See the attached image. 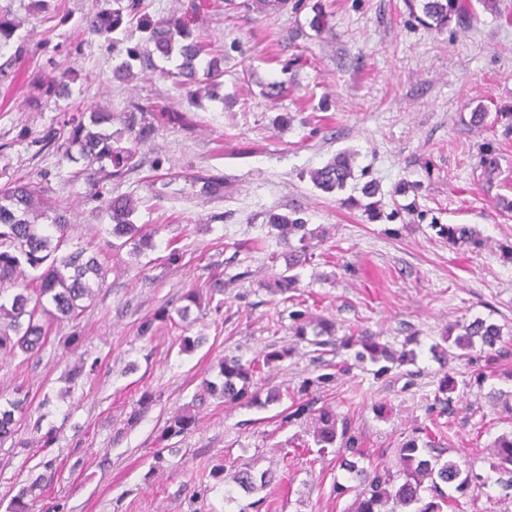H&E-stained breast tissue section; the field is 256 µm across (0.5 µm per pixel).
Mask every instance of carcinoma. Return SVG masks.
<instances>
[{
	"instance_id": "cac0c4a2",
	"label": "carcinoma",
	"mask_w": 512,
	"mask_h": 512,
	"mask_svg": "<svg viewBox=\"0 0 512 512\" xmlns=\"http://www.w3.org/2000/svg\"><path fill=\"white\" fill-rule=\"evenodd\" d=\"M245 8H255L274 13L288 7V0H248ZM140 0H128L126 6L102 7L86 17L84 31L105 39L119 30L124 14H136ZM409 14L420 24L442 31L456 21L471 17V0H406ZM195 19L184 14L171 16L157 22L147 21L141 28L148 31L145 49L129 51L130 60L116 68V75L126 79L133 75L131 61L147 63L158 56L179 58L177 77L188 89L190 99L215 95L223 75L218 61L210 57L208 44L193 35ZM20 23L0 12V49L9 45ZM203 70L205 79L198 78ZM68 137L65 140L64 158L82 163L84 170L104 179L120 178L138 167L136 157L138 145L145 135L136 113L129 114L122 128L112 130V113L91 112L68 119ZM480 167L487 182H492L500 172L498 153L493 143L481 148ZM310 179L316 188L331 193L344 190L349 181L355 179L353 158L342 152L332 157L325 165L310 171ZM191 185L199 186V194L218 197L224 192V178L205 174L192 179ZM360 192L367 202L363 209L373 219L380 217L379 192L373 181L365 182ZM48 209L38 186L28 182H14L0 189V354L29 359L43 346L48 327L42 318L73 319L84 309L83 302L91 301L96 289L105 282L107 269L98 255L73 242L68 233L70 217L65 210L54 211L49 224H41ZM137 209L132 196L117 194L104 201V213L109 219V233L121 241V245L132 244V254L137 256L144 246H153L152 232L133 222ZM268 223L278 231L285 248L283 258L285 270L277 273L266 284L274 294H286L295 288L298 275L294 270L307 264L312 258L314 236L301 217L271 213ZM437 234L452 246L481 245L480 233L468 224H432ZM19 291L11 298L4 294L11 288ZM171 318L166 308L158 309L145 318L140 326L141 335L152 332L155 322ZM293 321L294 336L316 347L329 344L349 348L361 347L355 358L359 362L370 360L377 365L373 375L381 378L397 364H412L416 354L412 350L395 353L378 341V336L363 332L357 337L336 338V323L319 318L311 321L304 310L289 313ZM462 333L454 344L469 350L475 347L492 359L504 354L502 332L499 325L477 318L461 325ZM292 354V348H271L247 363L235 355H226L219 364L221 384L206 383V390L221 391L228 403L246 402L267 406L281 400L280 392L270 390L261 396V389L254 382L255 375L263 367L271 368ZM336 374L322 373L313 379L306 378L294 389L291 404L285 408L286 420L301 421L310 425L314 444L325 450L336 449V463L348 473L355 485H336L342 494L350 489L355 497L347 512H442L448 502L457 500L455 494L465 495L472 488H482L486 481L473 472L472 464L448 456V449L441 446L429 432L416 428L398 447L399 467L392 470L384 462L368 461L361 452V440L346 416H340L329 406L314 407L308 395L312 388H323L335 380ZM25 410V400L16 399L0 408V442L15 434V414ZM195 424L190 410L179 409L166 421L159 435L164 442L180 436ZM496 462L493 471L497 474L495 484L501 497L512 500V431L498 435L490 445ZM232 482L244 493L253 494L273 485L272 473L257 472L246 465L232 475Z\"/></svg>"
}]
</instances>
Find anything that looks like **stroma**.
Wrapping results in <instances>:
<instances>
[{"label": "stroma", "instance_id": "1", "mask_svg": "<svg viewBox=\"0 0 512 512\" xmlns=\"http://www.w3.org/2000/svg\"><path fill=\"white\" fill-rule=\"evenodd\" d=\"M103 4L0 0L22 22L0 51V187L15 179L47 185L50 201L68 209L73 237L108 269L89 307L51 324L36 356L0 355V404L27 397L15 437L0 444V512H11L29 484V512H346L353 495L336 492L346 473L334 453L317 452L305 425L281 420L289 399L260 408L203 393L224 354L247 361L272 345L293 354L262 369L261 390H290L325 365L347 363L349 373L316 397L351 418L365 453L396 463L405 436L428 428L489 479L463 496L466 512H512L491 482L488 448L512 431L488 392H512V381L446 337L449 327L482 318L512 340V261L500 251L512 244V215L495 205L496 195L512 197V135L500 123H468L476 109L512 106V0H499L495 14L476 8L470 23L440 32L411 17L404 0H288L270 14L224 0H143L151 20L198 18L220 59L217 98L195 103L171 61L155 59L130 81L115 77L145 34L132 24L109 42L85 35L84 18ZM317 6L321 30L310 26ZM66 65L68 94L44 96L34 77ZM137 106L180 118L155 123L139 147L142 167L123 178L89 181L82 164L39 145L71 114L100 108L117 128ZM486 142L497 147L501 170L490 185L479 166ZM343 151L378 183L394 219L369 221L352 203L354 187L314 188L309 171ZM199 173L223 176L222 198L193 193L187 179ZM118 193L137 197L134 222L156 229L137 257L113 248L101 209ZM294 207L326 237L283 297L266 287L284 268L266 217ZM434 218L475 226L483 247L449 246ZM217 278L223 291L191 309L188 322L139 335L144 318L176 310L186 290L209 289ZM298 305L335 321L338 334L367 329L396 351L416 339V361L374 378L353 350L319 351L294 337L288 314ZM70 336L78 342L68 347ZM187 337L196 347L184 349ZM435 345L447 350V364L434 360ZM481 372L488 379L479 388ZM446 377L455 383L448 412L433 401ZM147 392L151 403L140 405ZM188 405L195 426L159 442L167 419ZM222 463L272 470L269 504L241 491L225 502L233 484L212 475Z\"/></svg>", "mask_w": 512, "mask_h": 512}]
</instances>
